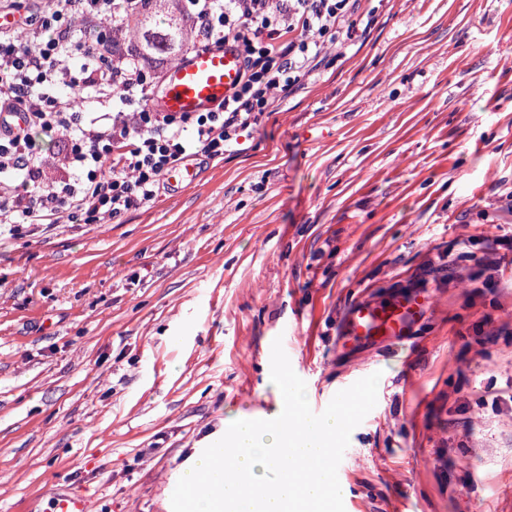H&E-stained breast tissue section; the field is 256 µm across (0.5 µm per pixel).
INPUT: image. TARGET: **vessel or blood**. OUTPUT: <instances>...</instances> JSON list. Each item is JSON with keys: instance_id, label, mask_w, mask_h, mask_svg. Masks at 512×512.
Listing matches in <instances>:
<instances>
[{"instance_id": "vessel-or-blood-1", "label": "vessel or blood", "mask_w": 512, "mask_h": 512, "mask_svg": "<svg viewBox=\"0 0 512 512\" xmlns=\"http://www.w3.org/2000/svg\"><path fill=\"white\" fill-rule=\"evenodd\" d=\"M243 60L236 45L198 50L170 65L156 106L176 115L206 112L238 86ZM433 307V296L414 291L386 302L361 299L349 307L341 328L344 346L365 347L402 342ZM46 512H89L83 494L63 490L51 496Z\"/></svg>"}]
</instances>
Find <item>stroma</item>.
<instances>
[{"mask_svg":"<svg viewBox=\"0 0 512 512\" xmlns=\"http://www.w3.org/2000/svg\"><path fill=\"white\" fill-rule=\"evenodd\" d=\"M363 35L196 184L111 224L0 235V512L56 489L172 512L196 451L276 418L281 340L313 412L380 373L345 512H512V0H360ZM503 259L475 290L464 252ZM454 255L444 271L445 255ZM430 291L402 345L337 346L351 302Z\"/></svg>","mask_w":512,"mask_h":512,"instance_id":"35a3bbf8","label":"stroma"}]
</instances>
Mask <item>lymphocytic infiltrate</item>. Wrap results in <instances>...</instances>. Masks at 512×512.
Here are the masks:
<instances>
[{
  "instance_id": "lymphocytic-infiltrate-1",
  "label": "lymphocytic infiltrate",
  "mask_w": 512,
  "mask_h": 512,
  "mask_svg": "<svg viewBox=\"0 0 512 512\" xmlns=\"http://www.w3.org/2000/svg\"><path fill=\"white\" fill-rule=\"evenodd\" d=\"M0 0L21 12V29L0 28V224L31 231L54 224H106L149 207L166 175L197 155L223 158L241 132L306 75L324 41L357 35L359 0H183L197 33L194 49L235 44L244 62L222 106L192 116L158 109L152 84L161 69L112 49L116 0ZM91 43L79 67L74 21ZM119 94L127 111L78 112L57 87ZM53 135L59 151L43 157L33 132Z\"/></svg>"
}]
</instances>
